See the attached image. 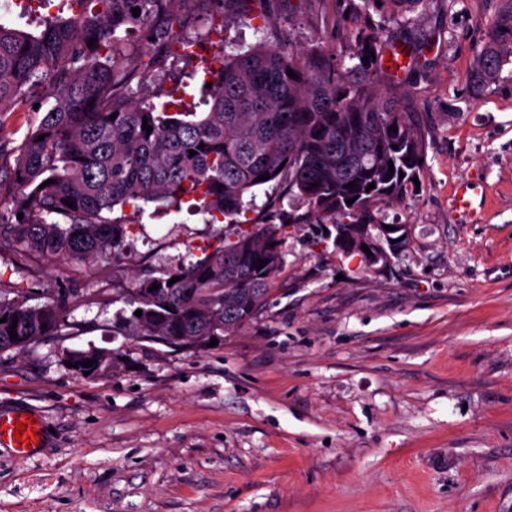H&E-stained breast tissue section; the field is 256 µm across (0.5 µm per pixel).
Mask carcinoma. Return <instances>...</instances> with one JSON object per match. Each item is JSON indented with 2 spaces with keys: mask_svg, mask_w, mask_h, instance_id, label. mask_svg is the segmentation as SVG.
<instances>
[{
  "mask_svg": "<svg viewBox=\"0 0 512 512\" xmlns=\"http://www.w3.org/2000/svg\"><path fill=\"white\" fill-rule=\"evenodd\" d=\"M75 2L77 12L44 22L38 33L0 23V183L13 186L7 198L0 197V249L24 259L62 256L110 264L125 236L115 207L138 201L165 202L175 210L188 203L209 224L249 225L203 259L134 284L125 302L142 315L112 322V335L144 342L185 336L203 349L210 337L229 336L250 321L283 262L276 231L256 228L246 218L244 199L261 186L284 177L316 218L330 216L338 224L345 219L362 228L381 223L382 204L416 191L412 178L423 172L425 136L403 100L372 85L379 66L374 33L361 37L357 81L348 78L344 64L282 43L215 56L204 68L203 83H211L208 109L197 114L177 110L175 90L156 103L133 87L141 70L154 64L140 61L138 32L150 33L168 57L189 55L193 42L174 30L187 0ZM225 2L267 19L268 0ZM423 2L361 0L357 8L368 14L383 6L403 15ZM506 35L512 38V24L505 32L492 31L478 80L492 77L512 56V41L501 47ZM371 52L376 58L362 61ZM14 112L33 115L19 142L7 124ZM145 118L149 134L142 129ZM261 259L267 261L263 268L253 266ZM174 277L179 281L168 284ZM155 283L159 289L149 291ZM81 304L76 291L41 306L0 292V319L6 318L0 322V352L60 333ZM121 359L94 349L65 353L79 371L87 360L112 370Z\"/></svg>",
  "mask_w": 512,
  "mask_h": 512,
  "instance_id": "1",
  "label": "carcinoma"
}]
</instances>
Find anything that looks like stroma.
<instances>
[{"label": "stroma", "instance_id": "stroma-1", "mask_svg": "<svg viewBox=\"0 0 512 512\" xmlns=\"http://www.w3.org/2000/svg\"><path fill=\"white\" fill-rule=\"evenodd\" d=\"M512 0H425L398 16L352 0H269V24L224 0H190L175 30L197 50L174 77L143 71L142 96L186 87L203 111L213 56L286 41L349 63L374 27L409 66L374 82L405 96L425 132L420 189L383 205L412 229L390 271L336 253V221L313 219L287 181L256 192L283 264L263 307L203 350L112 333L136 276L177 270L235 240L184 207L126 221L111 266L0 251V288L41 305L88 302L61 334L0 352V411L38 412L44 447H0V512H512V62L476 84L479 55ZM67 0H18L21 31L69 16ZM470 187L469 209L454 201ZM120 351L117 371L79 374L63 354Z\"/></svg>", "mask_w": 512, "mask_h": 512}]
</instances>
